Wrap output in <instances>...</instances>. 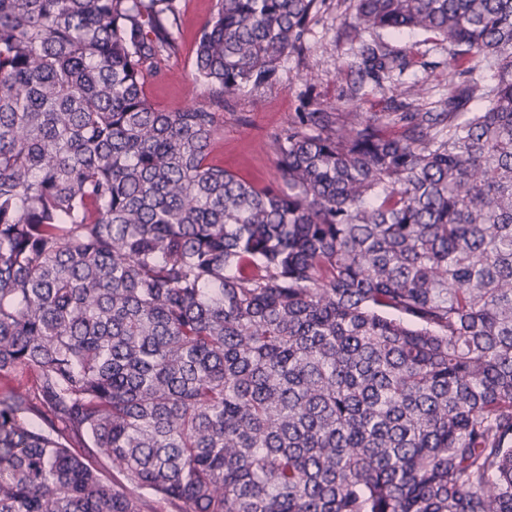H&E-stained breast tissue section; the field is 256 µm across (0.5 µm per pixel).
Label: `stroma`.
<instances>
[{
  "label": "stroma",
  "mask_w": 512,
  "mask_h": 512,
  "mask_svg": "<svg viewBox=\"0 0 512 512\" xmlns=\"http://www.w3.org/2000/svg\"><path fill=\"white\" fill-rule=\"evenodd\" d=\"M179 10L172 24L177 42L174 54L164 57L161 78L147 79L145 95L160 111H173L188 105L205 104L208 95L192 81L196 35L211 16L215 0H178ZM346 0H327L325 9L310 26L306 51L284 63L276 84L266 88L245 87L224 107V130L211 149L214 163L257 186L275 183L276 159L269 143L284 128L299 106V94L307 81H315L320 101L328 106L341 105L347 86L340 74L342 64L351 55L348 41L340 39L343 20L348 15ZM401 49L421 55L426 64L421 76L428 98L444 93L448 72V52L442 46L421 42L419 36L406 34L395 39Z\"/></svg>",
  "instance_id": "obj_1"
}]
</instances>
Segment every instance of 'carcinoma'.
Segmentation results:
<instances>
[{
	"mask_svg": "<svg viewBox=\"0 0 512 512\" xmlns=\"http://www.w3.org/2000/svg\"><path fill=\"white\" fill-rule=\"evenodd\" d=\"M326 0H0V512H512V0H349L279 181L210 161ZM448 46L447 92L370 84ZM109 463L120 480H109ZM179 10L172 24L177 50L164 56L161 78H148L145 96L159 111H173L187 105L207 104V91L192 82L196 35L211 16L215 0H178Z\"/></svg>",
	"mask_w": 512,
	"mask_h": 512,
	"instance_id": "carcinoma-1",
	"label": "carcinoma"
}]
</instances>
